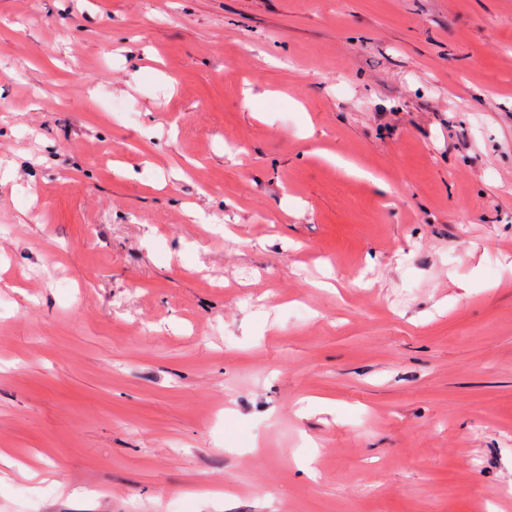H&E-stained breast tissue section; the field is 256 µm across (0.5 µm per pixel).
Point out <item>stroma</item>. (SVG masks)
<instances>
[{
    "mask_svg": "<svg viewBox=\"0 0 512 512\" xmlns=\"http://www.w3.org/2000/svg\"><path fill=\"white\" fill-rule=\"evenodd\" d=\"M0 148V512H512V0H0Z\"/></svg>",
    "mask_w": 512,
    "mask_h": 512,
    "instance_id": "35a3bbf8",
    "label": "stroma"
}]
</instances>
